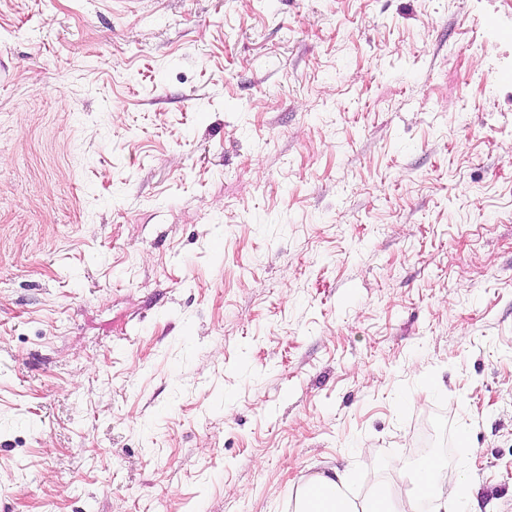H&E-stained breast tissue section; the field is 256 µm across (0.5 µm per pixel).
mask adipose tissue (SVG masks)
Here are the masks:
<instances>
[{"mask_svg":"<svg viewBox=\"0 0 512 512\" xmlns=\"http://www.w3.org/2000/svg\"><path fill=\"white\" fill-rule=\"evenodd\" d=\"M467 482H456L452 490H444L436 481L434 466H427L415 480V489L401 505H393L385 491H377L361 505L344 497L336 481L327 477L309 480L299 491L295 512H417L416 504L424 498L439 496L445 512H454L459 499L467 494Z\"/></svg>","mask_w":512,"mask_h":512,"instance_id":"adipose-tissue-1","label":"adipose tissue"}]
</instances>
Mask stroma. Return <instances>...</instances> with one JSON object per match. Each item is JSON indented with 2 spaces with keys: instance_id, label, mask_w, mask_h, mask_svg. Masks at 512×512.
Here are the masks:
<instances>
[{
  "instance_id": "stroma-1",
  "label": "stroma",
  "mask_w": 512,
  "mask_h": 512,
  "mask_svg": "<svg viewBox=\"0 0 512 512\" xmlns=\"http://www.w3.org/2000/svg\"><path fill=\"white\" fill-rule=\"evenodd\" d=\"M512 512V0H0V512ZM469 493L466 481L455 483L447 492L436 481L435 467L427 466L415 480V490L405 502L396 507L384 490H378L360 507L341 494L336 483L328 477L309 480L299 491L296 500V512H416V504L423 498L439 496L444 499L445 512H453L459 499Z\"/></svg>"
}]
</instances>
